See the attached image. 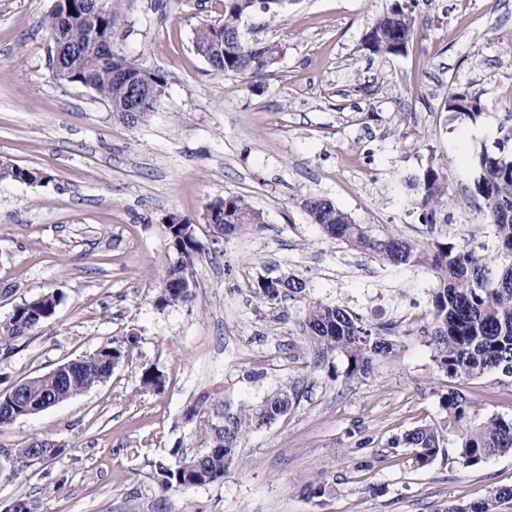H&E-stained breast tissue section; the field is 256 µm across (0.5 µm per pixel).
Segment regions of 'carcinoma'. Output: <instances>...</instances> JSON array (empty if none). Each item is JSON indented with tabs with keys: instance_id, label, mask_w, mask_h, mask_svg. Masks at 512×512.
Here are the masks:
<instances>
[{
	"instance_id": "carcinoma-1",
	"label": "carcinoma",
	"mask_w": 512,
	"mask_h": 512,
	"mask_svg": "<svg viewBox=\"0 0 512 512\" xmlns=\"http://www.w3.org/2000/svg\"><path fill=\"white\" fill-rule=\"evenodd\" d=\"M410 3L394 0L389 11L375 21L363 39V48L372 55H398L405 51L415 34V17ZM119 0H54L42 20L52 44L65 47L62 68L54 72L57 82L89 85L111 106L123 121L135 124L154 111V104L143 107L137 116L127 112L130 86L142 66L112 51V26ZM257 10L256 0H224L222 21L206 23L193 33L196 52L216 71L257 77L277 65L282 50L277 44L254 45L232 40L244 16ZM448 111L471 119L482 112L481 95L470 90L448 94ZM476 193L483 199L484 215L493 227L495 245L489 252L474 245L473 236L456 243L437 239L415 242L398 233L375 235L367 224H357L336 204L324 197L308 196L300 201L312 223L322 228L330 240L371 254L393 265H425L436 281L431 307L425 314L422 333L433 346L438 371L453 380L469 381L488 373L512 378V159L482 154ZM42 172L5 163L0 180L25 183L46 180ZM418 202L425 211V223L444 215L448 207V169L432 164L424 172ZM212 223L231 232L263 223L262 213L239 197L226 196L208 205ZM169 250L174 260L159 286L158 300L164 305L185 300L188 293L181 283L192 271L203 246L194 225L186 218L167 225ZM306 282L295 276L264 279L256 294L270 305L290 295L306 291ZM62 296L43 293L16 305L12 314L0 321V350L9 352L16 342L41 328L55 314ZM304 332L328 352L343 355L348 373L364 375L372 358L390 352V329L369 327L339 304L311 302L305 312ZM122 353L105 345L83 357L80 369L68 377L69 397L80 395L112 374V362ZM298 394L281 390L251 409L224 415L217 430L216 450L198 453L179 462L176 468H159L163 489H189L224 477L242 438L253 428L288 415ZM443 421L420 425L406 431L399 442L414 450V460L423 467L444 448L445 438L455 437L458 455L467 467H475L491 457L512 453V417L480 415L470 399L458 389L441 396ZM39 435L14 449L13 461L30 464L32 443ZM512 503V486L488 492L464 504H452L445 512H500V505Z\"/></svg>"
}]
</instances>
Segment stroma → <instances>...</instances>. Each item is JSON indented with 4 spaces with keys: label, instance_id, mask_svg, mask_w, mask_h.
<instances>
[{
    "label": "stroma",
    "instance_id": "stroma-1",
    "mask_svg": "<svg viewBox=\"0 0 512 512\" xmlns=\"http://www.w3.org/2000/svg\"><path fill=\"white\" fill-rule=\"evenodd\" d=\"M394 0H290L255 12L245 36L282 49L258 77L213 70L194 30L222 0H122L112 49L162 74L155 109L125 123L96 92L57 83L41 25L52 0H0V161L47 174L0 181V321L22 301L61 294L54 316L0 353V394L109 345L122 358L104 382L0 428V451L39 434L60 455L0 463V512H444L512 486V455L477 467L447 445L427 466L396 446L437 423L450 383L423 336L435 279L326 239L300 207L331 199L355 223L411 239L493 244L475 192L481 153L512 157V0H417L404 53L362 45ZM480 92L477 118L447 111L450 89ZM447 163L448 221L429 225L416 186ZM241 197L265 221L213 242L214 199ZM203 249L183 302H158L173 255L170 216ZM303 279L270 309L260 278ZM339 304L391 330L366 375L302 330L308 303ZM161 375V386L142 382ZM477 413L512 416V379L458 382ZM297 390L288 415L251 430L223 479L163 490L160 467L211 448L225 410ZM202 404L206 417H190ZM327 484L325 495L308 485Z\"/></svg>",
    "mask_w": 512,
    "mask_h": 512
}]
</instances>
